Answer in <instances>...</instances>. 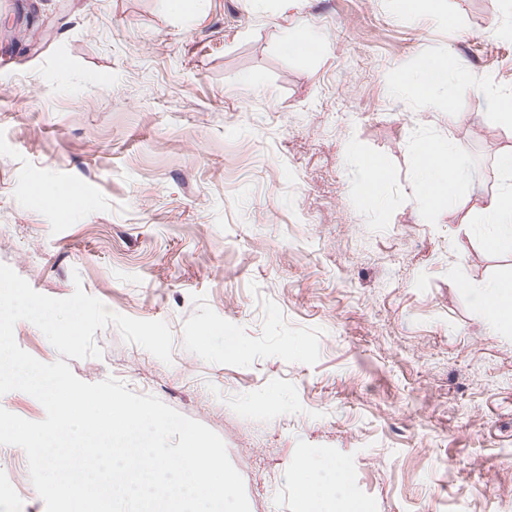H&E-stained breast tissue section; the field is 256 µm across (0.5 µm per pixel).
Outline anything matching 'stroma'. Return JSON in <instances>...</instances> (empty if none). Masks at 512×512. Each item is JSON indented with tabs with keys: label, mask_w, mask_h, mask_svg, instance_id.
<instances>
[{
	"label": "stroma",
	"mask_w": 512,
	"mask_h": 512,
	"mask_svg": "<svg viewBox=\"0 0 512 512\" xmlns=\"http://www.w3.org/2000/svg\"><path fill=\"white\" fill-rule=\"evenodd\" d=\"M31 17L40 45L0 51V263L173 337L167 365L106 326L74 375L218 434L250 512H296L322 457L353 485L327 512H512V329L477 313L512 254L465 234L505 185L512 0H0V28ZM431 62L468 75L421 92ZM427 139L464 163L431 211ZM46 183L84 193L41 209ZM0 484V512H45L19 447Z\"/></svg>",
	"instance_id": "35a3bbf8"
}]
</instances>
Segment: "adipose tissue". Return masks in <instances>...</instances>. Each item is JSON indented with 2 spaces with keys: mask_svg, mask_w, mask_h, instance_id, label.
Returning <instances> with one entry per match:
<instances>
[{
  "mask_svg": "<svg viewBox=\"0 0 512 512\" xmlns=\"http://www.w3.org/2000/svg\"><path fill=\"white\" fill-rule=\"evenodd\" d=\"M419 194L428 207L451 202V187L463 174L458 152L444 140H428L421 144ZM502 173L509 181L507 188L492 196L483 209V221L492 231L482 242L495 251L512 252V149L504 151L498 160ZM479 315L489 329L512 327V277L487 281L479 290ZM303 479L298 494L297 512H324V504L332 496L348 492L349 475L336 462L325 469L302 464ZM329 474L330 483L320 481Z\"/></svg>",
  "mask_w": 512,
  "mask_h": 512,
  "instance_id": "ef3b65f1",
  "label": "adipose tissue"
}]
</instances>
